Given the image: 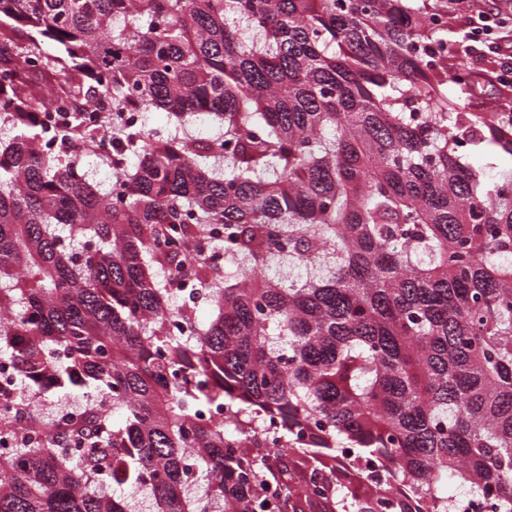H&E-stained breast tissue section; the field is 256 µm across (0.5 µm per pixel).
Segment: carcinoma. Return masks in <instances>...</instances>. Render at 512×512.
Returning a JSON list of instances; mask_svg holds the SVG:
<instances>
[{
    "mask_svg": "<svg viewBox=\"0 0 512 512\" xmlns=\"http://www.w3.org/2000/svg\"><path fill=\"white\" fill-rule=\"evenodd\" d=\"M447 17L445 0H0V358L18 373L0 512H130L99 478L157 512H282L250 449L286 446L327 480L310 506L345 489L357 512H448L452 481L512 512V166L463 151L512 155V105L461 119L475 79L440 62ZM50 76L64 151L41 150ZM136 104L166 134L112 128L111 182H90L80 153ZM198 120L218 132L189 139ZM209 224L222 267L198 246ZM285 260L305 278L265 274ZM185 280L210 288L205 325L174 305ZM60 391L84 410L24 408Z\"/></svg>",
    "mask_w": 512,
    "mask_h": 512,
    "instance_id": "1",
    "label": "carcinoma"
}]
</instances>
